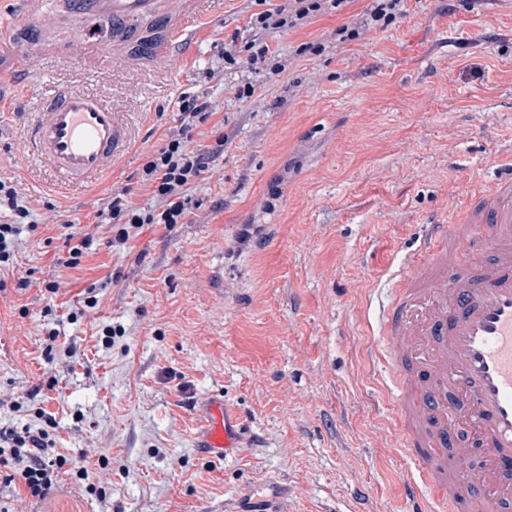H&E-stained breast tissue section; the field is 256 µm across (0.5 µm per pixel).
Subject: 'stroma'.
<instances>
[{
	"mask_svg": "<svg viewBox=\"0 0 512 512\" xmlns=\"http://www.w3.org/2000/svg\"><path fill=\"white\" fill-rule=\"evenodd\" d=\"M375 6L327 2L275 31L249 27L257 0H224L193 52L159 74L149 60L119 63L104 85L85 68L88 89L123 102L135 139L78 188L31 180L19 134L21 111L53 92L65 63L39 56L27 82L7 80L0 179L28 198L32 226L0 273V426L45 409L57 454L85 476L61 475L41 499L0 483V508L405 512L414 464L371 360L378 304L420 224L512 157V0H404L386 20ZM261 42L281 73L248 67ZM247 83L254 94L239 97ZM201 87L217 110L193 140L225 135L223 154L193 183L183 223L113 243L96 211L177 134L180 97ZM71 234L95 249L67 268L56 257ZM91 284L98 304L86 308ZM214 396L249 431L224 458L195 446Z\"/></svg>",
	"mask_w": 512,
	"mask_h": 512,
	"instance_id": "obj_1",
	"label": "stroma"
}]
</instances>
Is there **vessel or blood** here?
Segmentation results:
<instances>
[{
    "instance_id": "1",
    "label": "vessel or blood",
    "mask_w": 512,
    "mask_h": 512,
    "mask_svg": "<svg viewBox=\"0 0 512 512\" xmlns=\"http://www.w3.org/2000/svg\"><path fill=\"white\" fill-rule=\"evenodd\" d=\"M0 22V74H26L31 64L6 42L32 38L46 47L56 28L41 20V0ZM222 0H184L180 14L160 0H65L62 19L74 30L157 18L155 59L190 46L200 23ZM101 56L100 82L112 79L119 44L91 42ZM27 166L48 164L52 184L84 186L125 158L133 130L122 108L73 79L38 100L23 130ZM378 351L391 374V395L415 470L405 484L409 512H512V169L471 189L459 218L429 220L416 252L390 279ZM197 447L224 454L245 430L220 398L201 410ZM475 446L479 462L454 463Z\"/></svg>"
}]
</instances>
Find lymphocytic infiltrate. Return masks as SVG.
I'll use <instances>...</instances> for the list:
<instances>
[{
  "label": "lymphocytic infiltrate",
  "instance_id": "f902f5d3",
  "mask_svg": "<svg viewBox=\"0 0 512 512\" xmlns=\"http://www.w3.org/2000/svg\"><path fill=\"white\" fill-rule=\"evenodd\" d=\"M322 0H289L288 9L270 8L253 14V27L270 30L295 27L298 20L320 11ZM179 136H171L154 150L138 178L140 188L161 201L160 210H148L132 200L130 188L112 192L103 209L95 214L99 224H114L117 242H126L131 229L147 224H177L186 212L190 186L208 171L212 158L224 151L223 138L211 145H192V131L197 122L213 114L208 91L183 94L178 105ZM31 209L15 185L0 180V266L8 265L21 232L20 226L29 219ZM56 427L52 418L43 426L0 427V466L5 473L0 481L33 498L46 497L58 481L65 461L55 455Z\"/></svg>",
  "mask_w": 512,
  "mask_h": 512
}]
</instances>
